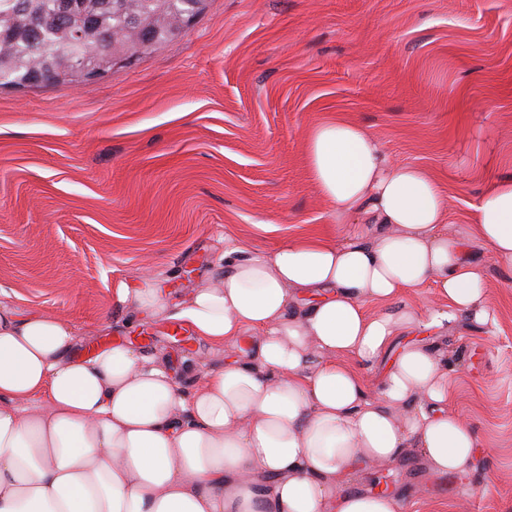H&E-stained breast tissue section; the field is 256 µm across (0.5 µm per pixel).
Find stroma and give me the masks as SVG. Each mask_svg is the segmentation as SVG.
Instances as JSON below:
<instances>
[{
	"label": "stroma",
	"mask_w": 512,
	"mask_h": 512,
	"mask_svg": "<svg viewBox=\"0 0 512 512\" xmlns=\"http://www.w3.org/2000/svg\"><path fill=\"white\" fill-rule=\"evenodd\" d=\"M333 113L448 186V229L463 232L486 186L512 179V0H208L185 34L112 75L0 87V300L69 320L83 356L168 353L194 389L224 348L115 307L114 288L147 273L176 300L225 240L271 250L335 224L306 156ZM474 252L496 322L432 338L460 360L450 408L478 434L476 470L408 458L352 484L388 481L408 512H512V263Z\"/></svg>",
	"instance_id": "1"
}]
</instances>
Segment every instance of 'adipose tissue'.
Listing matches in <instances>:
<instances>
[{
    "label": "adipose tissue",
    "instance_id": "ef3b65f1",
    "mask_svg": "<svg viewBox=\"0 0 512 512\" xmlns=\"http://www.w3.org/2000/svg\"><path fill=\"white\" fill-rule=\"evenodd\" d=\"M314 184L340 223L272 251L226 241L176 319L248 358L206 370L189 392L168 360L115 344L74 356L75 326L0 302V512H405L395 493L350 491L352 474L417 454L432 472H469L479 439L450 410L447 351L426 341L459 319L493 321L480 245L512 263V180L489 185L465 234L426 169L395 164L336 114L307 134ZM433 288L436 303L402 304ZM118 306L152 317L169 302L149 275ZM422 339L395 346L400 333ZM383 364L378 392L363 368Z\"/></svg>",
    "mask_w": 512,
    "mask_h": 512
}]
</instances>
